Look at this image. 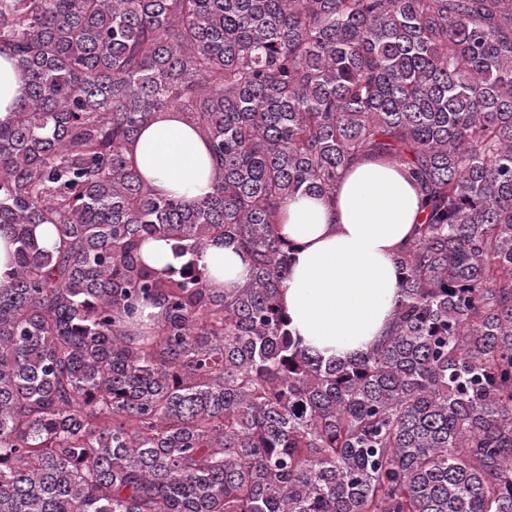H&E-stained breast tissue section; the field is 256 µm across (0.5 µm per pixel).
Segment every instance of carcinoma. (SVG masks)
<instances>
[{"mask_svg": "<svg viewBox=\"0 0 512 512\" xmlns=\"http://www.w3.org/2000/svg\"><path fill=\"white\" fill-rule=\"evenodd\" d=\"M0 53V512H512V0H0ZM171 109L205 197L126 157ZM361 156L422 212L386 334L326 360L277 226ZM154 237L190 259L147 265ZM22 89L20 72L15 67L14 60L6 54L0 55V121L12 117ZM205 265L217 288H237L249 275L248 263L240 253L224 246L212 245L198 258Z\"/></svg>", "mask_w": 512, "mask_h": 512, "instance_id": "obj_1", "label": "carcinoma"}]
</instances>
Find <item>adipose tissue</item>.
Segmentation results:
<instances>
[{"mask_svg": "<svg viewBox=\"0 0 512 512\" xmlns=\"http://www.w3.org/2000/svg\"><path fill=\"white\" fill-rule=\"evenodd\" d=\"M129 157L160 194H209L213 160L197 129L177 111L145 123ZM417 186L396 167L355 159L329 197L297 195L282 205L279 234L293 261L280 302L292 329L324 358L367 350L384 335L398 299L397 254L419 216ZM219 288L240 286L249 266L220 245L200 255Z\"/></svg>", "mask_w": 512, "mask_h": 512, "instance_id": "1", "label": "adipose tissue"}]
</instances>
